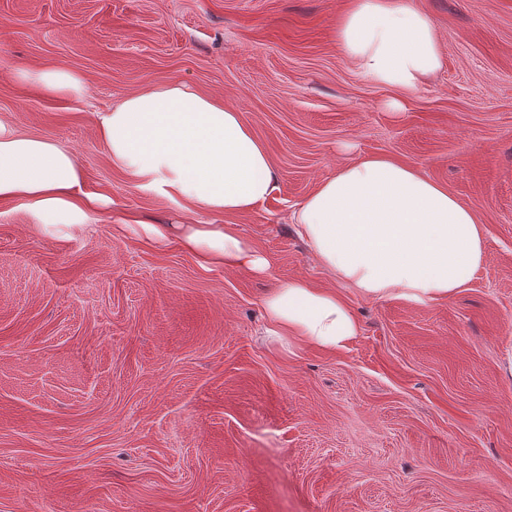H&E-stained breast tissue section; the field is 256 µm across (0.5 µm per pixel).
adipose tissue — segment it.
I'll return each instance as SVG.
<instances>
[{
  "label": "adipose tissue",
  "mask_w": 512,
  "mask_h": 512,
  "mask_svg": "<svg viewBox=\"0 0 512 512\" xmlns=\"http://www.w3.org/2000/svg\"><path fill=\"white\" fill-rule=\"evenodd\" d=\"M340 53L372 81L412 91L441 66L435 24L406 0H348L336 20ZM114 167L142 193L185 209L246 214L275 190L265 145L241 112L180 82L125 95L98 116ZM0 200L24 206L46 229L86 223L107 199L81 192L74 157L0 125ZM320 263L360 293L423 304L464 287L484 260L472 207L417 168L374 155L322 181L294 213ZM128 232L175 245L200 267L266 272L269 262L232 224H131ZM267 331L326 350L359 325L335 290L296 279L263 301Z\"/></svg>",
  "instance_id": "ef3b65f1"
}]
</instances>
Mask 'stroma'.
<instances>
[{"label": "stroma", "instance_id": "35a3bbf8", "mask_svg": "<svg viewBox=\"0 0 512 512\" xmlns=\"http://www.w3.org/2000/svg\"><path fill=\"white\" fill-rule=\"evenodd\" d=\"M342 2L0 0V123L112 200L59 233L0 201V512H512V0H413L443 64L411 92L342 56ZM58 67L82 99L22 78ZM172 81L266 146L278 187L252 212L192 213L113 166L97 113ZM376 154L474 208L484 261L451 296H364L296 235L316 186ZM122 214L237 225L269 270L202 269ZM296 278L343 296L346 347L267 336L262 298Z\"/></svg>", "mask_w": 512, "mask_h": 512}]
</instances>
